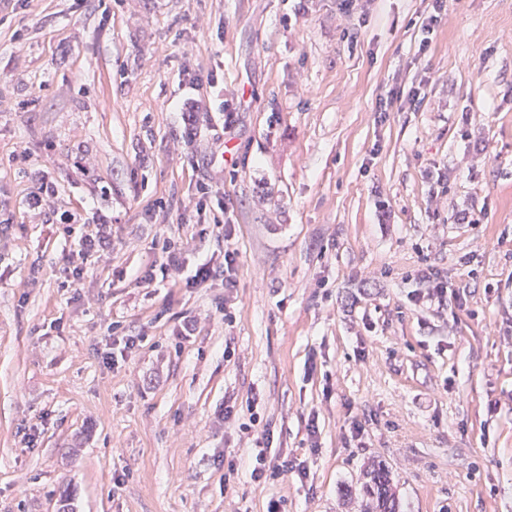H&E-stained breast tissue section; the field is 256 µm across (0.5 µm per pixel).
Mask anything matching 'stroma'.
Instances as JSON below:
<instances>
[{"instance_id":"obj_1","label":"stroma","mask_w":512,"mask_h":512,"mask_svg":"<svg viewBox=\"0 0 512 512\" xmlns=\"http://www.w3.org/2000/svg\"><path fill=\"white\" fill-rule=\"evenodd\" d=\"M430 10L0 0V512H365L376 465L398 512H512V0H448L423 52ZM228 243L236 288L184 287ZM428 266L458 298L410 300ZM267 433L305 476L252 480ZM56 193L57 189L53 183L39 178L36 189L26 197L25 204L30 210L42 209L49 206ZM105 223L106 222L97 224L98 227L95 234H87L81 239V250L79 251V256L82 261L81 264L79 266H75L73 270V274L76 275V278L83 274V265L88 262V258L95 255L100 257L102 254L108 253L112 249V237L107 231L108 224Z\"/></svg>"}]
</instances>
